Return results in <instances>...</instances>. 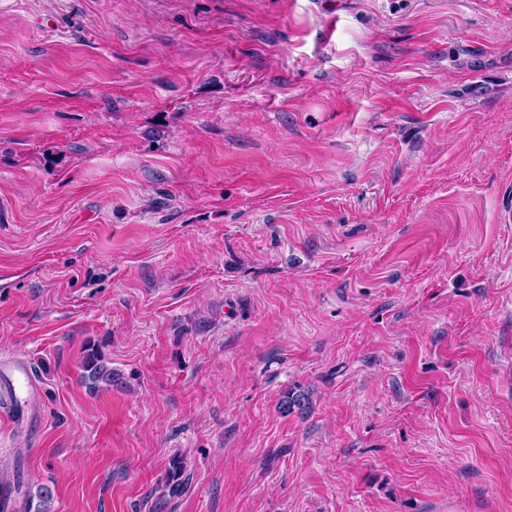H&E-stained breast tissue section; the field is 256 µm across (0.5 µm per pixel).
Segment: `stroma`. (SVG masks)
<instances>
[{
	"label": "stroma",
	"instance_id": "35a3bbf8",
	"mask_svg": "<svg viewBox=\"0 0 512 512\" xmlns=\"http://www.w3.org/2000/svg\"><path fill=\"white\" fill-rule=\"evenodd\" d=\"M511 202L512 0H0L7 512H512ZM82 368L85 379L92 385H97L99 382L112 383V368L108 367L105 358L98 351L91 350L86 354ZM1 383L12 398L17 399L32 386L31 368L25 362L15 363L7 373L3 374L2 379L0 372V385Z\"/></svg>",
	"mask_w": 512,
	"mask_h": 512
}]
</instances>
